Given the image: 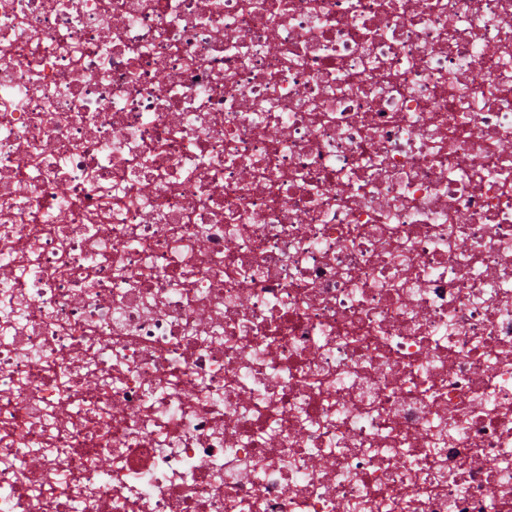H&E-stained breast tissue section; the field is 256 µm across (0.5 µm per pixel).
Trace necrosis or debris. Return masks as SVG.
Returning a JSON list of instances; mask_svg holds the SVG:
<instances>
[{"mask_svg":"<svg viewBox=\"0 0 512 512\" xmlns=\"http://www.w3.org/2000/svg\"><path fill=\"white\" fill-rule=\"evenodd\" d=\"M0 512H512V0H0Z\"/></svg>","mask_w":512,"mask_h":512,"instance_id":"necrosis-or-debris-1","label":"necrosis or debris"}]
</instances>
